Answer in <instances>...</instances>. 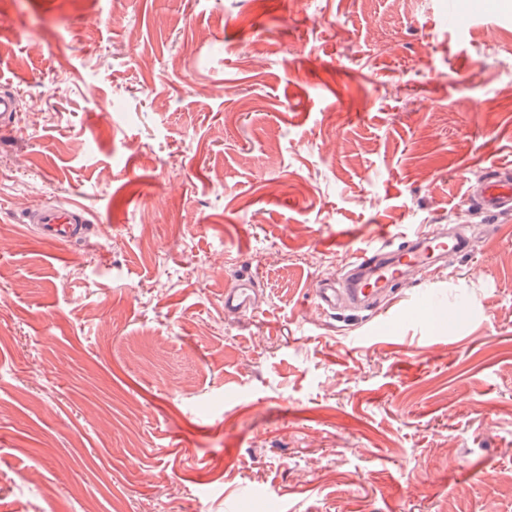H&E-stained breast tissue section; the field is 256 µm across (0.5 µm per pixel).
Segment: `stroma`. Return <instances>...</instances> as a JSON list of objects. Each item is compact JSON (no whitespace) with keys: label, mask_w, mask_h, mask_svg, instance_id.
I'll use <instances>...</instances> for the list:
<instances>
[{"label":"stroma","mask_w":512,"mask_h":512,"mask_svg":"<svg viewBox=\"0 0 512 512\" xmlns=\"http://www.w3.org/2000/svg\"><path fill=\"white\" fill-rule=\"evenodd\" d=\"M459 3L0 0V512H512V209L467 193L512 167V0ZM433 224L470 249L313 315ZM29 224H39L44 237L52 241H71L78 227L87 220L81 207L65 203L45 205L29 211Z\"/></svg>","instance_id":"obj_1"}]
</instances>
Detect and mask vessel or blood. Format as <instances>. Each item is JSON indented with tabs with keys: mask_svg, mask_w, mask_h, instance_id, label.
Masks as SVG:
<instances>
[{
	"mask_svg": "<svg viewBox=\"0 0 512 512\" xmlns=\"http://www.w3.org/2000/svg\"><path fill=\"white\" fill-rule=\"evenodd\" d=\"M469 196L483 209L497 212L512 206V183L485 177L470 184ZM27 221L39 225L47 239L68 242L75 237L86 217L81 207L65 203L31 210ZM466 247L465 240L449 237L436 227L408 230L395 251L384 254L372 247L356 256L349 269L350 292L357 301L367 302L411 270L426 267L448 252H461Z\"/></svg>",
	"mask_w": 512,
	"mask_h": 512,
	"instance_id": "1",
	"label": "vessel or blood"
}]
</instances>
